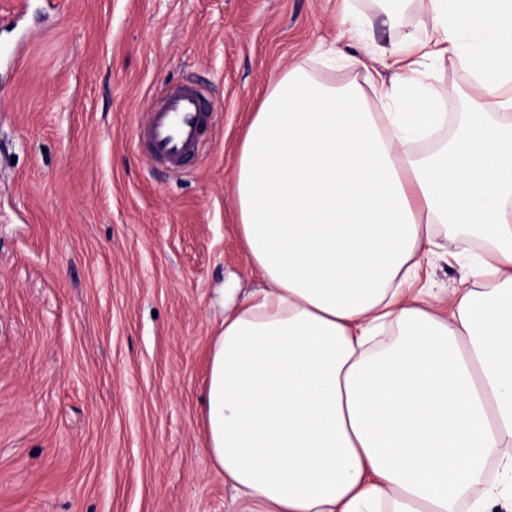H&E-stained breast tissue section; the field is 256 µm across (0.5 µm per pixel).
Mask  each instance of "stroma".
Returning <instances> with one entry per match:
<instances>
[{
	"instance_id": "stroma-1",
	"label": "stroma",
	"mask_w": 512,
	"mask_h": 512,
	"mask_svg": "<svg viewBox=\"0 0 512 512\" xmlns=\"http://www.w3.org/2000/svg\"><path fill=\"white\" fill-rule=\"evenodd\" d=\"M32 0L0 78V512H235L200 399L224 291L263 287L234 162L268 79L335 42L337 0ZM222 122L185 173L136 146L149 100ZM422 275L447 299L464 241Z\"/></svg>"
}]
</instances>
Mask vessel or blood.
Returning a JSON list of instances; mask_svg holds the SVG:
<instances>
[{
  "label": "vessel or blood",
  "instance_id": "vessel-or-blood-1",
  "mask_svg": "<svg viewBox=\"0 0 512 512\" xmlns=\"http://www.w3.org/2000/svg\"><path fill=\"white\" fill-rule=\"evenodd\" d=\"M216 108L191 83L169 86L150 106L138 147L174 173L198 156L203 140L215 127Z\"/></svg>",
  "mask_w": 512,
  "mask_h": 512
}]
</instances>
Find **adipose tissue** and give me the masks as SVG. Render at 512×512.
<instances>
[{"mask_svg": "<svg viewBox=\"0 0 512 512\" xmlns=\"http://www.w3.org/2000/svg\"><path fill=\"white\" fill-rule=\"evenodd\" d=\"M421 10L383 46L342 0L392 77L298 63L249 115L234 201L266 286L225 310L202 408L238 512H492L498 485L466 499L492 459L512 484V0ZM443 236L483 250L441 308L412 284ZM309 64L315 75L324 81L335 84H343L353 80L362 82V71L351 64L350 61H346L344 65L335 70L326 69L313 62H309Z\"/></svg>", "mask_w": 512, "mask_h": 512, "instance_id": "1", "label": "adipose tissue"}]
</instances>
